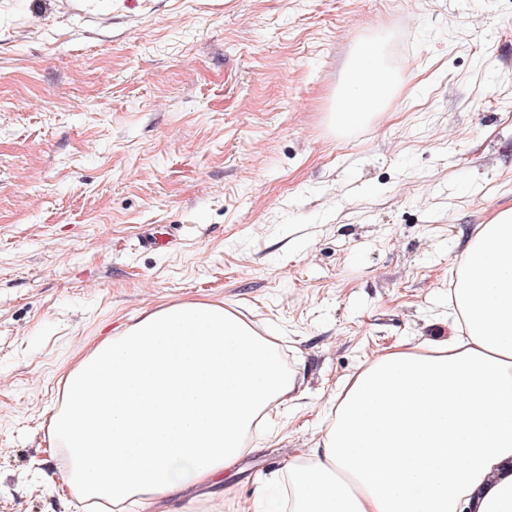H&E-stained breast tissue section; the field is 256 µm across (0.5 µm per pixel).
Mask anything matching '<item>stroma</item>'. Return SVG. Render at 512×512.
Instances as JSON below:
<instances>
[{
	"label": "stroma",
	"mask_w": 512,
	"mask_h": 512,
	"mask_svg": "<svg viewBox=\"0 0 512 512\" xmlns=\"http://www.w3.org/2000/svg\"><path fill=\"white\" fill-rule=\"evenodd\" d=\"M86 2L0 0V512H73L61 376L184 300L274 329L303 380L225 474L235 512L376 353L452 336L455 264L512 204V0ZM366 43L402 82L341 131Z\"/></svg>",
	"instance_id": "stroma-1"
}]
</instances>
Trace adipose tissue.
Returning <instances> with one entry per match:
<instances>
[{"instance_id": "obj_1", "label": "adipose tissue", "mask_w": 512, "mask_h": 512, "mask_svg": "<svg viewBox=\"0 0 512 512\" xmlns=\"http://www.w3.org/2000/svg\"><path fill=\"white\" fill-rule=\"evenodd\" d=\"M398 81L376 45L350 60L333 115L348 128ZM456 335L392 347L331 400L319 447L288 464V512H512V206L477 225L454 271ZM49 439L56 478L91 512L186 490L224 512V474L301 395L275 336L201 300L153 309L79 354Z\"/></svg>"}]
</instances>
